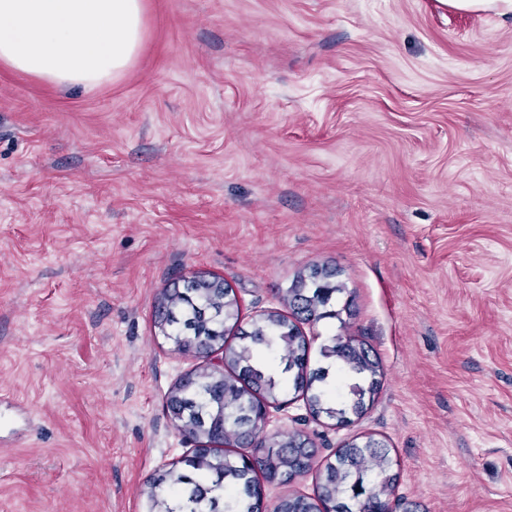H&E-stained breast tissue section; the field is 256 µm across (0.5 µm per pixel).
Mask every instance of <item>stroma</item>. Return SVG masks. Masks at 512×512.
Returning a JSON list of instances; mask_svg holds the SVG:
<instances>
[{"label": "stroma", "mask_w": 512, "mask_h": 512, "mask_svg": "<svg viewBox=\"0 0 512 512\" xmlns=\"http://www.w3.org/2000/svg\"><path fill=\"white\" fill-rule=\"evenodd\" d=\"M334 271L380 389L345 427L302 398L314 465L389 451L397 512H512V16L446 0H143L92 89L0 62V512H146L195 448L154 326L217 274L242 323Z\"/></svg>", "instance_id": "obj_1"}]
</instances>
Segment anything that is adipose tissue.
I'll list each match as a JSON object with an SVG mask.
<instances>
[{
  "mask_svg": "<svg viewBox=\"0 0 512 512\" xmlns=\"http://www.w3.org/2000/svg\"><path fill=\"white\" fill-rule=\"evenodd\" d=\"M142 28V0H0V62L91 88L132 63Z\"/></svg>",
  "mask_w": 512,
  "mask_h": 512,
  "instance_id": "obj_1",
  "label": "adipose tissue"
}]
</instances>
